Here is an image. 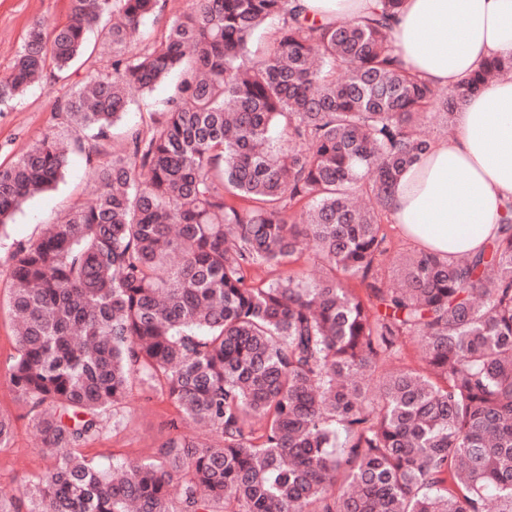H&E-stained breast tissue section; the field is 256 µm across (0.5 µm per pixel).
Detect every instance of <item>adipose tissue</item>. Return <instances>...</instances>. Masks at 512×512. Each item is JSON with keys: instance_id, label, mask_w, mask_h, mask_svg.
Instances as JSON below:
<instances>
[{"instance_id": "obj_1", "label": "adipose tissue", "mask_w": 512, "mask_h": 512, "mask_svg": "<svg viewBox=\"0 0 512 512\" xmlns=\"http://www.w3.org/2000/svg\"><path fill=\"white\" fill-rule=\"evenodd\" d=\"M309 18H360L379 0H299ZM402 66L454 88L486 59L512 57V0H404L389 31ZM453 134L406 168L390 218L447 258L480 251L512 202V80L490 83L455 114Z\"/></svg>"}]
</instances>
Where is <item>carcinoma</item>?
<instances>
[{"label": "carcinoma", "instance_id": "obj_1", "mask_svg": "<svg viewBox=\"0 0 512 512\" xmlns=\"http://www.w3.org/2000/svg\"><path fill=\"white\" fill-rule=\"evenodd\" d=\"M69 2L70 22H34L0 77L2 106L71 69L90 29L112 44V71L54 108L92 133L99 189L13 244L10 383L53 463L21 495L0 492V512H512V205L479 253L420 251L399 286L383 277L388 201L430 147L420 127L512 58L453 90L428 84L388 40L403 0L326 24L296 0H192L128 55L159 0ZM272 20L271 50L250 58ZM174 72L168 112L108 153L132 92ZM83 150L54 133L0 165V227ZM311 242L308 281L286 266ZM409 340L414 367L398 363ZM135 388L215 439L170 437L109 468L87 459Z\"/></svg>", "mask_w": 512, "mask_h": 512}]
</instances>
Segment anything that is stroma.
Returning <instances> with one entry per match:
<instances>
[{
  "instance_id": "1",
  "label": "stroma",
  "mask_w": 512,
  "mask_h": 512,
  "mask_svg": "<svg viewBox=\"0 0 512 512\" xmlns=\"http://www.w3.org/2000/svg\"><path fill=\"white\" fill-rule=\"evenodd\" d=\"M68 15L69 0H0V76L9 72L34 20L62 24ZM111 63L108 55H86L62 77L30 87L18 101L0 109V163L10 164L50 131L57 100L76 89L89 73L109 71ZM177 82L173 76L152 92L135 95L133 106L113 131L110 150L123 149L130 131L146 129L150 113L166 111ZM95 190L85 154H74L64 178L53 189L27 200L0 231V413L13 420V436L7 446L0 447V489L25 487L51 463L29 408L8 377L17 348L8 307L11 246L33 238L40 225L55 222L64 209L89 198ZM121 413L124 423L120 428L105 430L82 446L87 458L106 467L150 458L167 438L177 434L199 440L210 437L206 429L181 423L176 404L161 394L147 399L133 393Z\"/></svg>"
}]
</instances>
